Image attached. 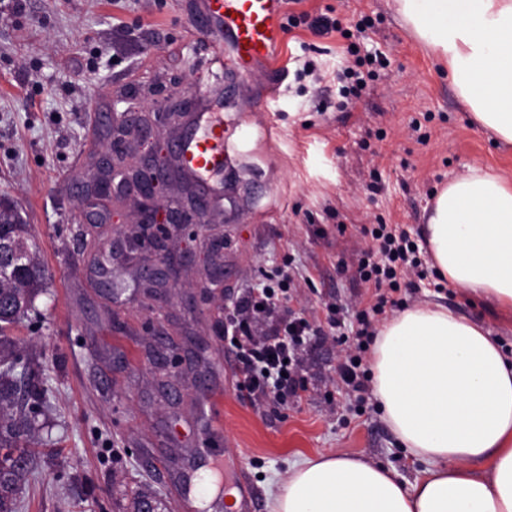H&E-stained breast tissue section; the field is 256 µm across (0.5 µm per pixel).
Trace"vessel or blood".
Here are the masks:
<instances>
[{
	"label": "vessel or blood",
	"mask_w": 512,
	"mask_h": 512,
	"mask_svg": "<svg viewBox=\"0 0 512 512\" xmlns=\"http://www.w3.org/2000/svg\"><path fill=\"white\" fill-rule=\"evenodd\" d=\"M286 0H202L204 17L213 33L215 58L232 50L237 63L256 67L268 61L280 37ZM192 131L177 151L183 170L214 202L224 199V167L232 146L224 139V115L195 113Z\"/></svg>",
	"instance_id": "b4317fda"
}]
</instances>
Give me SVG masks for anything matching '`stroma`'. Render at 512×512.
<instances>
[{"instance_id":"stroma-1","label":"stroma","mask_w":512,"mask_h":512,"mask_svg":"<svg viewBox=\"0 0 512 512\" xmlns=\"http://www.w3.org/2000/svg\"><path fill=\"white\" fill-rule=\"evenodd\" d=\"M301 7L370 18L360 46L387 54V77L346 107L334 80L318 92L299 89L292 55L334 68L345 44L303 28L282 31L263 66L209 65L212 37L195 27L200 0H0L9 16L0 22V199L28 224L47 276L34 311L9 334L41 362L52 394L33 448L37 479L23 485L20 512H122L138 490L166 512H183L178 477L193 463L222 472L225 446L241 456L258 512H269L271 494L307 456L347 454L408 477L419 469L373 393L330 401L342 359L332 342L307 353L306 400L251 406L224 349L221 308L288 254L317 288L297 306H349L365 290L350 274L362 228L402 225L426 253L435 194L474 165L512 178V150L471 125L447 69L413 39L395 0ZM148 85L157 105L185 89L213 92L228 139L243 104L258 124L231 161L236 189L216 227L224 235L220 284L211 281L209 234L193 224L169 244L168 287L155 288L146 278L155 254L127 240L132 203L85 192L82 172L112 147L113 98L140 102ZM435 284L430 274L414 279L415 303L482 322L512 354V313ZM212 396L222 401L218 430L203 415Z\"/></svg>"}]
</instances>
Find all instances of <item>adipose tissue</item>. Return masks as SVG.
<instances>
[{
    "mask_svg": "<svg viewBox=\"0 0 512 512\" xmlns=\"http://www.w3.org/2000/svg\"><path fill=\"white\" fill-rule=\"evenodd\" d=\"M448 65L471 120L512 146V0H395ZM433 268L456 290L512 309V182L474 166L437 195L424 228ZM373 392L413 478L358 457L295 465L270 512H512V357L477 321L438 304L379 328Z\"/></svg>",
    "mask_w": 512,
    "mask_h": 512,
    "instance_id": "obj_1",
    "label": "adipose tissue"
}]
</instances>
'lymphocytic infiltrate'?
<instances>
[{
  "label": "lymphocytic infiltrate",
  "instance_id": "f902f5d3",
  "mask_svg": "<svg viewBox=\"0 0 512 512\" xmlns=\"http://www.w3.org/2000/svg\"><path fill=\"white\" fill-rule=\"evenodd\" d=\"M292 27L306 26L319 37L339 34L347 39L348 59L338 78L343 98H360L369 82L379 80L389 61L382 54H361L352 37L365 33L369 18L355 28L343 27L340 20L326 14L308 12L288 16ZM371 246L360 253L356 274L366 284L369 299L356 313V325L342 332L339 306L327 305V324L306 312L290 309L293 292L299 285L289 266H276L264 272L261 282L244 289L224 317V343L233 354L237 386L245 391L253 407L284 405L301 400L307 393L304 355L314 339L332 337L344 356L336 368V387L346 392L367 391L370 374L363 364L373 342L374 321L407 305L403 294L412 277L426 272L416 256L407 231L397 224L379 223L369 231Z\"/></svg>",
  "mask_w": 512,
  "mask_h": 512
}]
</instances>
